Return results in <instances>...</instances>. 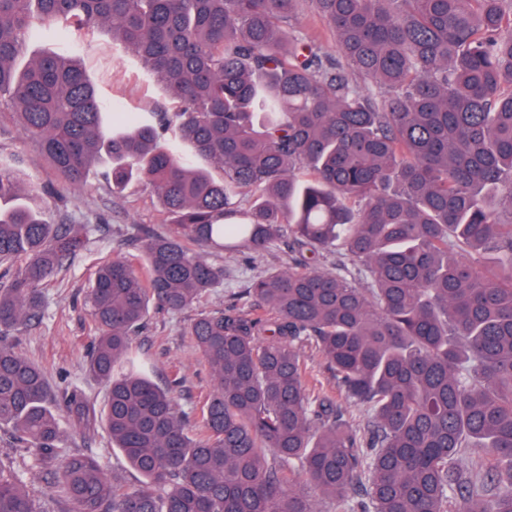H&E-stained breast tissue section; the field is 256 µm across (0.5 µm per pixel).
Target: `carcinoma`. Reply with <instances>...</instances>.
<instances>
[{"label":"carcinoma","mask_w":512,"mask_h":512,"mask_svg":"<svg viewBox=\"0 0 512 512\" xmlns=\"http://www.w3.org/2000/svg\"><path fill=\"white\" fill-rule=\"evenodd\" d=\"M305 8L336 56L293 34ZM99 26L177 111L115 127L75 58L17 67L34 29ZM3 100L66 185L105 163L112 193L141 180L177 225L91 280L88 370L107 396L99 415L76 385L61 402L85 438L102 420L141 485L67 454L72 512H320L303 485L344 512H512V0H0ZM34 195L0 164V430L44 462L64 431L7 339L43 317L88 228L46 223ZM284 236L294 266L189 324L213 389L179 409V381L156 384L131 337L224 283L208 249ZM0 512H37L2 464Z\"/></svg>","instance_id":"carcinoma-1"}]
</instances>
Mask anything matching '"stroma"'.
Returning <instances> with one entry per match:
<instances>
[{
	"instance_id": "stroma-1",
	"label": "stroma",
	"mask_w": 512,
	"mask_h": 512,
	"mask_svg": "<svg viewBox=\"0 0 512 512\" xmlns=\"http://www.w3.org/2000/svg\"><path fill=\"white\" fill-rule=\"evenodd\" d=\"M44 52L78 57L109 112L144 119L160 110L177 109V101L136 57L113 46L109 28L64 39L50 31H37L29 38L26 53L33 56ZM10 154L23 158L24 171L36 186H57L58 178L41 157L37 142L26 138L12 108L5 105L0 107V155ZM40 207L47 223L85 224L90 234L85 248L55 274L46 288L43 318L13 333L9 341L15 351L42 367L55 393H63L75 384L91 404L99 406L107 386L87 369L95 326L86 295L95 267L105 259L138 256L146 234H167L175 227L166 223L160 198L151 186L134 181L122 194L115 195L105 180L94 174L82 187L60 189L58 197L41 200ZM207 258L224 268L223 286L184 313L152 311L144 328L132 338L133 349L152 366L155 382L164 386L179 379L178 403L185 411L199 407L213 386L207 367L185 334L190 320L198 312L219 310L236 302L252 278L271 268L292 266L294 255L279 241L249 261L224 250L210 251ZM61 426L66 450L93 454L110 477L126 488L139 487L138 474L113 448L104 428H97L94 436L85 439L72 430L69 419H62ZM0 463L24 475L40 512H71L69 501L54 484L57 461L36 462L10 431L2 430Z\"/></svg>"
}]
</instances>
